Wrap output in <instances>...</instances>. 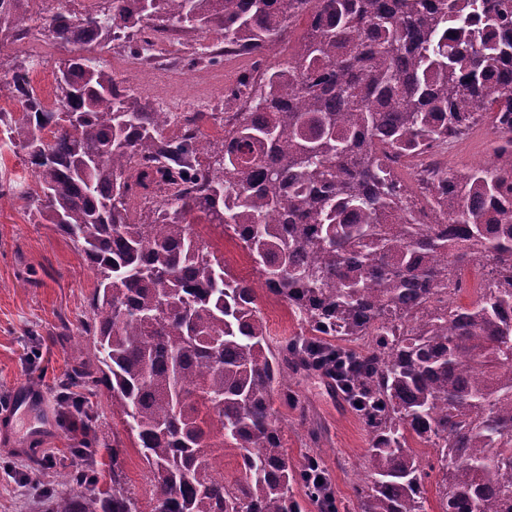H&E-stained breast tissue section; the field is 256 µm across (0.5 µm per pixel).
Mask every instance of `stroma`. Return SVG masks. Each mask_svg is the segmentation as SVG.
<instances>
[{"label":"stroma","instance_id":"1","mask_svg":"<svg viewBox=\"0 0 512 512\" xmlns=\"http://www.w3.org/2000/svg\"><path fill=\"white\" fill-rule=\"evenodd\" d=\"M215 32H181L169 48L177 57L178 77L132 58L123 45H114L103 59L121 85L131 87L144 104L159 107L172 102L185 112H211L224 106L226 95L239 79L281 61L287 44L263 55H242L202 67L191 66L195 51L207 47ZM69 53L41 29L26 38L0 46V61L37 60L29 72L32 86L46 103L55 98L60 60ZM497 133L491 126L455 142L451 164L474 166L490 158ZM224 265L236 279L264 289L247 251L232 236L214 242ZM96 276L84 256L54 225L38 223L26 197L0 198V406L15 391L27 388L40 396L39 419L48 428L38 449L0 440V512H41L58 486L56 461L70 457L72 434L61 416L55 392L57 381L89 351L90 336L83 323ZM262 317L272 342L298 339L306 323L284 303L260 300ZM294 403L275 400L274 409L289 458L298 465L318 456L329 473L339 512H357L356 486L365 484L369 440L360 417L316 375L301 374L291 382Z\"/></svg>","mask_w":512,"mask_h":512}]
</instances>
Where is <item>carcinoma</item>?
<instances>
[{"instance_id":"cac0c4a2","label":"carcinoma","mask_w":512,"mask_h":512,"mask_svg":"<svg viewBox=\"0 0 512 512\" xmlns=\"http://www.w3.org/2000/svg\"><path fill=\"white\" fill-rule=\"evenodd\" d=\"M98 13L34 16L0 0V43L40 22L70 48L55 101L30 61L0 77L21 118L5 124L36 177L39 220L84 253L97 286L87 366L60 383L110 394L112 415L149 473L150 512H301L274 395L294 374L352 358L363 399L369 484L359 512H424L421 461L439 463V512H512V0H107ZM218 31L224 54H263L307 33L295 54L244 76L224 136L140 104L88 47L137 56L150 20ZM489 162L450 169L440 154L478 124ZM432 159L408 186L389 166ZM139 201L144 222L129 218ZM232 233L269 296L308 325L274 345L258 296L233 278L192 219ZM486 259L476 297L462 271ZM67 490L43 512H144L112 434L111 486L81 466L99 443L81 421ZM241 475L224 482V449ZM468 270L469 271L466 273L468 288L467 290L452 297L450 303L453 306H465L474 299V288H478L481 281L482 262L475 261L471 264Z\"/></svg>"}]
</instances>
